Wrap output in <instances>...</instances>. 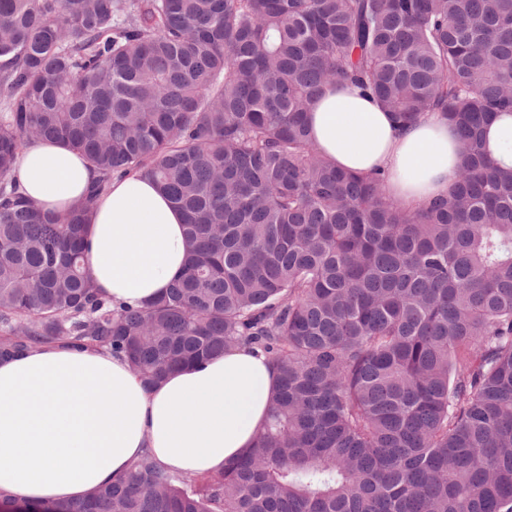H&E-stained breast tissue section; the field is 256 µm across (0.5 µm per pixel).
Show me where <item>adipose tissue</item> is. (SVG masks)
I'll list each match as a JSON object with an SVG mask.
<instances>
[{
	"label": "adipose tissue",
	"mask_w": 512,
	"mask_h": 512,
	"mask_svg": "<svg viewBox=\"0 0 512 512\" xmlns=\"http://www.w3.org/2000/svg\"><path fill=\"white\" fill-rule=\"evenodd\" d=\"M312 140L337 168L388 175L398 203L445 196L461 158L440 112L398 124L351 84L326 86L308 114ZM486 148L512 169V113H496ZM19 191L43 210L80 204L98 174L76 150L34 142L21 153ZM183 216L146 176L113 179L96 201L86 239L90 276L113 304L143 307L183 268ZM277 385L265 358L234 349L143 386L105 347L39 344L0 359V493L78 501L121 478L143 454L166 471L212 474L252 447Z\"/></svg>",
	"instance_id": "1"
}]
</instances>
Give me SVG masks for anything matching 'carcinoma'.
<instances>
[{
	"label": "carcinoma",
	"instance_id": "cac0c4a2",
	"mask_svg": "<svg viewBox=\"0 0 512 512\" xmlns=\"http://www.w3.org/2000/svg\"><path fill=\"white\" fill-rule=\"evenodd\" d=\"M347 80L408 123L442 112L462 163L403 207L321 156L306 114ZM0 356L124 355L147 388L235 348L278 374L253 448L181 480L151 456L47 512H512V0H0ZM35 140L98 171L61 216L17 191ZM185 215L149 307L97 292L83 242L112 178ZM486 148L503 168L512 169V113L498 112L486 127Z\"/></svg>",
	"mask_w": 512,
	"mask_h": 512
}]
</instances>
